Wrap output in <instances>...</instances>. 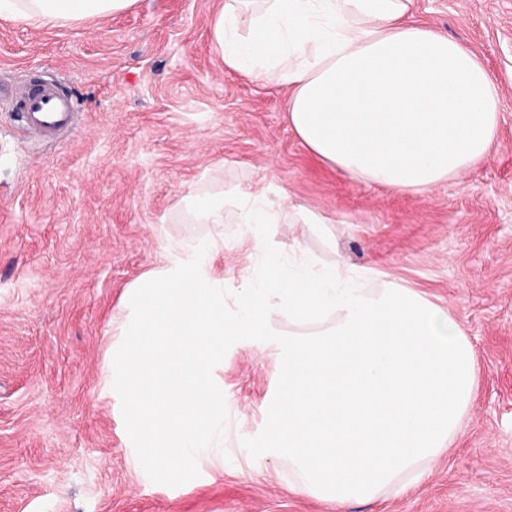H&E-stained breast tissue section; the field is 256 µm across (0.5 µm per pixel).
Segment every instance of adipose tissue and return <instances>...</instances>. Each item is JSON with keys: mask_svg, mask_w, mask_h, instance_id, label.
<instances>
[{"mask_svg": "<svg viewBox=\"0 0 512 512\" xmlns=\"http://www.w3.org/2000/svg\"><path fill=\"white\" fill-rule=\"evenodd\" d=\"M136 0H0V15L56 26L125 11ZM412 0H224L211 24L227 70L284 88L289 128L353 176L418 193L482 159L499 122L497 87L457 41L406 23ZM220 225L275 224L262 189L194 201Z\"/></svg>", "mask_w": 512, "mask_h": 512, "instance_id": "1", "label": "adipose tissue"}]
</instances>
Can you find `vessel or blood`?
<instances>
[{
    "label": "vessel or blood",
    "instance_id": "1",
    "mask_svg": "<svg viewBox=\"0 0 512 512\" xmlns=\"http://www.w3.org/2000/svg\"><path fill=\"white\" fill-rule=\"evenodd\" d=\"M17 109L24 127L42 141L54 143L75 127L77 107L54 77L39 74L22 88L0 89Z\"/></svg>",
    "mask_w": 512,
    "mask_h": 512
}]
</instances>
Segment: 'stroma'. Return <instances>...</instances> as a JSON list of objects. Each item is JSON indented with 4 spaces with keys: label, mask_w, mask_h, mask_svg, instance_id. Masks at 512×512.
<instances>
[{
    "label": "stroma",
    "mask_w": 512,
    "mask_h": 512,
    "mask_svg": "<svg viewBox=\"0 0 512 512\" xmlns=\"http://www.w3.org/2000/svg\"><path fill=\"white\" fill-rule=\"evenodd\" d=\"M224 0H137L63 26L0 16V85L47 68L82 120L60 143L27 137L0 99V512H338L251 457L280 373L273 344H233L213 377L224 444L197 478L153 482L103 392L128 288L169 241L224 233L215 269L237 291L262 258L253 231L191 221L190 197L257 187L329 216L306 232L315 265L342 255L369 285L412 288L472 342L478 383L462 434L419 486L345 512H512V0H413L415 23L459 41L499 91L488 155L430 192L348 175L284 119L285 89L224 69L210 25Z\"/></svg>",
    "instance_id": "stroma-1"
}]
</instances>
